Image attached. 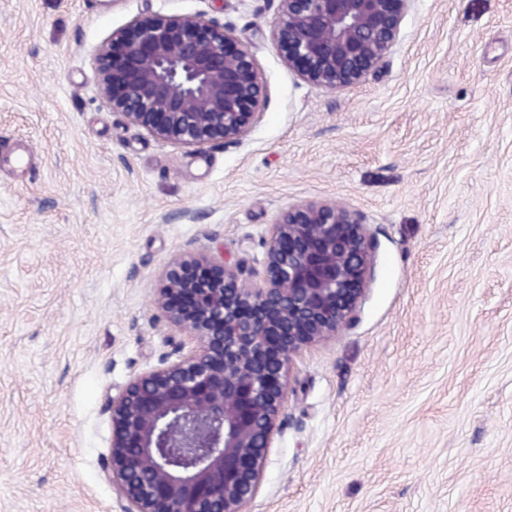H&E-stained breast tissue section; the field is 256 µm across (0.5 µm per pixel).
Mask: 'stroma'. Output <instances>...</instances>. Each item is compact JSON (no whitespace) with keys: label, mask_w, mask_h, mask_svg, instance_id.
Here are the masks:
<instances>
[{"label":"stroma","mask_w":512,"mask_h":512,"mask_svg":"<svg viewBox=\"0 0 512 512\" xmlns=\"http://www.w3.org/2000/svg\"><path fill=\"white\" fill-rule=\"evenodd\" d=\"M278 0H0V512H118L108 398L179 337L157 276L185 246L261 268L288 205L376 243L355 321L303 351L249 512H512V0H410L379 70L318 91ZM206 13L265 81L240 143L163 144L102 100L95 49Z\"/></svg>","instance_id":"35a3bbf8"}]
</instances>
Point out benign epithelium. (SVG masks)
I'll return each mask as SVG.
<instances>
[{"mask_svg":"<svg viewBox=\"0 0 512 512\" xmlns=\"http://www.w3.org/2000/svg\"><path fill=\"white\" fill-rule=\"evenodd\" d=\"M409 0H278L270 36L316 90L375 74ZM102 99L159 142L203 149L242 141L266 86L253 53L203 12L148 13L96 49ZM361 215L303 200L276 215L262 271L185 247L154 289L168 326L191 337L108 398L103 468L122 512H247L287 418L289 371L353 322L374 262Z\"/></svg>","mask_w":512,"mask_h":512,"instance_id":"1","label":"benign epithelium"}]
</instances>
